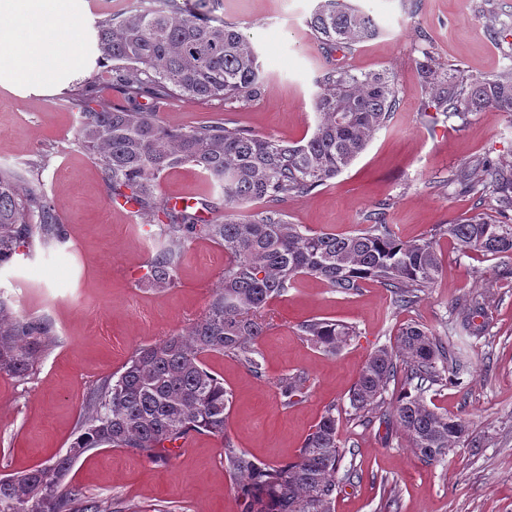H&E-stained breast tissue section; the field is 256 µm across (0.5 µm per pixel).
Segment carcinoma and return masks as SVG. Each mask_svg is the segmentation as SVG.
I'll list each match as a JSON object with an SVG mask.
<instances>
[{
    "label": "carcinoma",
    "mask_w": 512,
    "mask_h": 512,
    "mask_svg": "<svg viewBox=\"0 0 512 512\" xmlns=\"http://www.w3.org/2000/svg\"><path fill=\"white\" fill-rule=\"evenodd\" d=\"M220 2L161 0L149 12L98 21L96 49L99 59L112 61V88L129 101L149 96L160 102L176 94L243 100L260 95L267 80L258 50L249 36L215 15ZM306 23L329 53L349 52L381 34L378 23L351 0H318ZM494 38L511 64L484 78L457 66L445 68L430 46L420 48V83L446 119L463 126L486 109L512 119V21L500 22ZM316 83L314 131L291 145L221 120L172 129L157 113L132 107L81 112L78 141L101 169L112 200L134 202L148 224L160 212L167 219L159 225L166 245L146 274L150 286H174L183 246L194 239L224 246V277L187 335L138 348L92 395L80 434L65 455L0 478V512H110L65 484L76 460L96 448H119L161 462L171 446L193 432L220 440L224 468L244 512H333L345 455L335 407L325 410L293 461L260 463L226 434L229 392L203 361L208 353L232 355L263 376L256 355L268 327L264 310L304 275L346 295L375 282L402 308L417 302L442 272L435 237L404 241L377 213L351 233L312 232L285 220L288 198L309 194L348 167L387 126L398 102L396 77L383 71L357 74L333 64ZM188 165L220 185L222 202L200 209L160 207L159 179ZM440 183L488 192L496 210L512 211V160L479 157ZM257 201L264 203L261 209L241 212ZM202 209L213 217L202 218ZM438 233L462 254L512 256V224L476 215L441 225ZM36 238L61 242L65 230L39 184L0 166V265ZM484 315L485 302L475 298L459 305L456 320L442 335L416 323L401 327L396 345L377 348L360 370L349 394V417L368 423L387 416V405H393L397 427L427 464L445 460L467 441L479 447L469 440L462 419L430 407L424 393L435 385L464 383L468 368L453 337L480 336L475 318ZM300 329L330 355L354 335L352 327L327 319L307 321ZM54 342L49 324L15 314L0 299V374L26 377L38 354ZM398 377L403 387L391 395L389 386ZM305 383L301 374L279 379L284 405L303 398Z\"/></svg>",
    "instance_id": "carcinoma-1"
}]
</instances>
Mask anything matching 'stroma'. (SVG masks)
I'll list each match as a JSON object with an SVG mask.
<instances>
[{"instance_id":"stroma-1","label":"stroma","mask_w":512,"mask_h":512,"mask_svg":"<svg viewBox=\"0 0 512 512\" xmlns=\"http://www.w3.org/2000/svg\"><path fill=\"white\" fill-rule=\"evenodd\" d=\"M71 16L59 26L78 48L62 64L48 43L30 59L15 60L21 78L0 74V166L23 168L40 182L66 230L65 242H34L0 265V299L14 313L49 322L56 338L26 379L0 375V477L65 454L78 434L91 393L118 372L132 352L184 333L205 310L224 274V249L194 240L171 288L145 280L163 246L157 224L112 201L99 167L79 144L77 86L91 83L90 109L121 106L111 87V64L99 61L94 24L119 13L122 0H69ZM218 14L255 43L265 92L248 101L176 96L162 103L139 98L141 110L157 112L171 127L224 119L228 126L283 142L309 138L316 117V80L328 63L355 73L386 70L398 78L400 102L387 127L376 133L347 168L310 194L289 199V223L313 231L350 232L373 212L384 214L400 239L429 236L435 227L476 214L496 219L487 195L439 186L476 157L512 158V120L486 110L457 127L444 117L423 116L428 97L415 60L430 41L442 65L474 74L504 64L490 31L512 17V0H493L478 14L472 0H357L379 24L377 38L347 54L326 55L305 20L316 0H222ZM161 201L186 197L219 200L222 191L191 166L163 175ZM438 248L443 271L410 307L399 309L376 284L343 295L304 276L270 303V326L258 342L263 376L237 359L211 353L204 361L224 380L232 401L226 431L237 448L267 464L292 461L329 405L341 409L339 439L346 450L340 473H351L334 512H512V258L459 254L448 238ZM484 294L489 324L481 337H464L470 360L463 385L433 386L430 407L463 418L480 447H460L442 462L427 464L411 451L393 423L349 419L348 394L378 347L393 345L400 326L418 323L443 331L454 306ZM333 319L355 328L339 352L316 349L299 326ZM301 373L305 396L287 406L279 378ZM86 498L114 512H242L224 469L221 443L190 434L166 463L155 464L122 449L99 448L82 456L66 478Z\"/></svg>"}]
</instances>
